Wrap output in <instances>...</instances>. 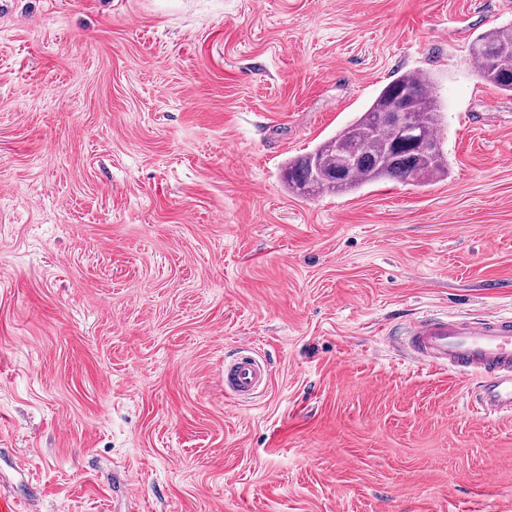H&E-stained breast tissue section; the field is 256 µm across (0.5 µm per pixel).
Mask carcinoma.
<instances>
[{"label": "carcinoma", "instance_id": "1", "mask_svg": "<svg viewBox=\"0 0 512 512\" xmlns=\"http://www.w3.org/2000/svg\"><path fill=\"white\" fill-rule=\"evenodd\" d=\"M478 75L501 91L512 93V27L489 29L471 47ZM412 98L417 139L387 147L388 132L374 126L375 113ZM442 115L432 92L430 77L407 71L390 81L366 111L310 152L288 161L281 180L288 192L311 198L321 194H345L382 180L413 182L424 186L448 174L439 128ZM357 147V166L348 173L336 172V156Z\"/></svg>", "mask_w": 512, "mask_h": 512}]
</instances>
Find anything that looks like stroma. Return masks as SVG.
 Wrapping results in <instances>:
<instances>
[{"instance_id":"obj_1","label":"stroma","mask_w":512,"mask_h":512,"mask_svg":"<svg viewBox=\"0 0 512 512\" xmlns=\"http://www.w3.org/2000/svg\"><path fill=\"white\" fill-rule=\"evenodd\" d=\"M512 0H0V501L25 512H512V418L408 359L512 316ZM429 72L448 176L281 170ZM272 369L246 404L224 361ZM512 27L489 29L480 34L471 47L478 75L501 91L512 93Z\"/></svg>"}]
</instances>
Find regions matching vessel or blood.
Wrapping results in <instances>:
<instances>
[{"label": "vessel or blood", "instance_id": "b4317fda", "mask_svg": "<svg viewBox=\"0 0 512 512\" xmlns=\"http://www.w3.org/2000/svg\"><path fill=\"white\" fill-rule=\"evenodd\" d=\"M402 352L422 364L477 379L473 404L482 417L512 416V317L426 315L402 327ZM268 365L247 354L224 362V395L236 403L258 397Z\"/></svg>", "mask_w": 512, "mask_h": 512}]
</instances>
